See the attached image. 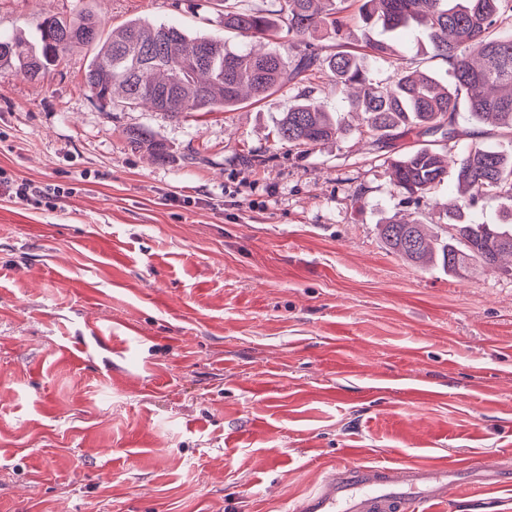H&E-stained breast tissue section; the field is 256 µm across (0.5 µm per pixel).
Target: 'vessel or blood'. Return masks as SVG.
Masks as SVG:
<instances>
[{"mask_svg": "<svg viewBox=\"0 0 512 512\" xmlns=\"http://www.w3.org/2000/svg\"><path fill=\"white\" fill-rule=\"evenodd\" d=\"M477 486L501 482L500 467L468 461L454 466H336L319 487L298 501L293 512H416L443 505L459 475Z\"/></svg>", "mask_w": 512, "mask_h": 512, "instance_id": "vessel-or-blood-1", "label": "vessel or blood"}]
</instances>
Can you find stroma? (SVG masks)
I'll return each mask as SVG.
<instances>
[{"label": "stroma", "instance_id": "obj_1", "mask_svg": "<svg viewBox=\"0 0 512 512\" xmlns=\"http://www.w3.org/2000/svg\"><path fill=\"white\" fill-rule=\"evenodd\" d=\"M48 14L254 43L218 0H0V37L35 40ZM397 49L447 80L421 35ZM93 56L0 74V169L76 189L0 198V512H290L339 464L512 467V277L419 268L379 236L445 223L452 184L403 200L401 140L281 144L290 84L177 117L100 102ZM476 146L512 134L463 121L440 150ZM445 512H512V489L460 486ZM130 144L135 149L145 148L158 161L165 160L169 155L168 147L161 141L151 138L142 130H132L128 133Z\"/></svg>", "mask_w": 512, "mask_h": 512}]
</instances>
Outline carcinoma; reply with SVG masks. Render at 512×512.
Masks as SVG:
<instances>
[{"label": "carcinoma", "instance_id": "obj_1", "mask_svg": "<svg viewBox=\"0 0 512 512\" xmlns=\"http://www.w3.org/2000/svg\"><path fill=\"white\" fill-rule=\"evenodd\" d=\"M274 9H251L244 0H224V28L274 40L286 34L295 51L288 60L276 52L232 51L224 40L191 38L176 25L131 20L102 37L99 21L84 15L45 17L38 37L0 39V66L39 81L75 45L95 49L85 84L100 101L122 96L130 105L178 116L260 101L283 86L325 73L349 90V111L358 127L333 119L309 89L301 90L276 127L278 140L305 152L353 134L371 143L432 136H458V106L469 117L512 131V0H271ZM364 24L356 51L321 56L316 33L341 42L353 21ZM395 32L418 26L433 57L448 64L443 84L427 71H408L392 60L393 45L375 36L377 27ZM393 67L385 82L373 78L368 60ZM130 144L158 161L168 147L142 130L128 133ZM458 192L448 198L447 236L432 238L421 223L390 220L379 225L388 251L412 265L437 262L448 273H468L512 256V207L499 224L463 220L484 202H512V152L470 148L454 160ZM448 181V162L438 151L414 148L392 164V183L405 199L420 204Z\"/></svg>", "mask_w": 512, "mask_h": 512}]
</instances>
